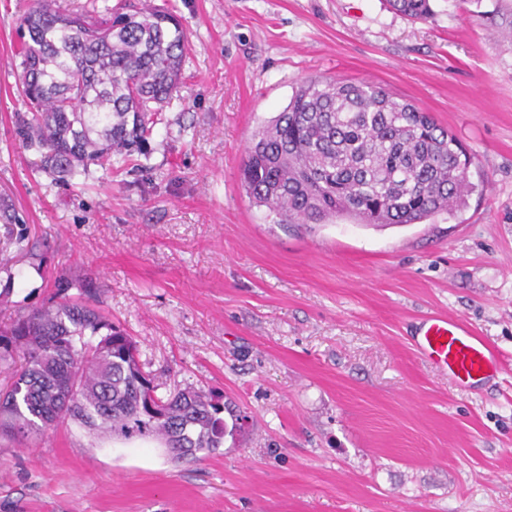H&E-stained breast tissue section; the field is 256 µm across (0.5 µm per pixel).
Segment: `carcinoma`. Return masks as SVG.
<instances>
[{
    "mask_svg": "<svg viewBox=\"0 0 512 512\" xmlns=\"http://www.w3.org/2000/svg\"><path fill=\"white\" fill-rule=\"evenodd\" d=\"M413 20L429 0H386ZM22 94L32 107L20 134L42 165L66 181L92 165L112 168L147 154L159 106L177 93L188 39L175 15L130 4L110 19L64 14L33 0L22 19ZM471 156L427 112L374 85L306 78L288 106L254 135L241 185L282 224H418L466 205ZM78 294H70L71 289ZM92 280L62 278L49 304L0 326V361L20 359L0 393V432L40 434L70 419L90 433L155 439L177 460L224 444V406L201 391L158 398L164 419L144 413L146 381L127 333L90 305Z\"/></svg>",
    "mask_w": 512,
    "mask_h": 512,
    "instance_id": "carcinoma-1",
    "label": "carcinoma"
}]
</instances>
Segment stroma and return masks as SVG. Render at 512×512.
Returning a JSON list of instances; mask_svg holds the SVG:
<instances>
[{
	"mask_svg": "<svg viewBox=\"0 0 512 512\" xmlns=\"http://www.w3.org/2000/svg\"><path fill=\"white\" fill-rule=\"evenodd\" d=\"M150 2L188 37L178 97L137 166L66 185L19 134L32 0H0V322L94 278L158 395H213L228 431L196 461L67 420L1 435L0 512H512V0H430L425 22L386 0ZM311 75L450 129L473 156L466 206L374 228L253 204L246 149ZM435 311L502 370L461 386L419 359Z\"/></svg>",
	"mask_w": 512,
	"mask_h": 512,
	"instance_id": "35a3bbf8",
	"label": "stroma"
}]
</instances>
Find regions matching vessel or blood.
Segmentation results:
<instances>
[{
    "label": "vessel or blood",
    "mask_w": 512,
    "mask_h": 512,
    "mask_svg": "<svg viewBox=\"0 0 512 512\" xmlns=\"http://www.w3.org/2000/svg\"><path fill=\"white\" fill-rule=\"evenodd\" d=\"M414 349L461 385L479 384L499 367L497 356L464 320L443 313L428 314L419 322Z\"/></svg>",
    "instance_id": "vessel-or-blood-1"
}]
</instances>
